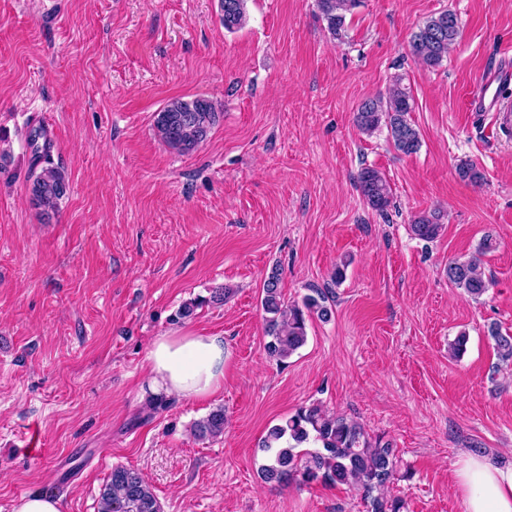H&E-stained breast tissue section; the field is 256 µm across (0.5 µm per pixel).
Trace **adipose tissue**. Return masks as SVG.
Here are the masks:
<instances>
[{
  "mask_svg": "<svg viewBox=\"0 0 512 512\" xmlns=\"http://www.w3.org/2000/svg\"><path fill=\"white\" fill-rule=\"evenodd\" d=\"M224 337L171 334L155 337L146 354L148 390L188 400L212 396L224 385ZM464 512H512V468L465 455L454 474Z\"/></svg>",
  "mask_w": 512,
  "mask_h": 512,
  "instance_id": "adipose-tissue-1",
  "label": "adipose tissue"
}]
</instances>
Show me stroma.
I'll return each instance as SVG.
<instances>
[{"label":"stroma","instance_id":"1","mask_svg":"<svg viewBox=\"0 0 512 512\" xmlns=\"http://www.w3.org/2000/svg\"><path fill=\"white\" fill-rule=\"evenodd\" d=\"M445 9L460 31L431 68L411 36ZM246 11L230 32L219 0H0V512L51 475L63 512H97L118 466L142 474L161 512H367L345 485L260 477L267 428L313 403L391 442L403 512H464L454 471L473 449L512 468V362L487 333L512 334V136L469 107L512 60V0H360L337 36L316 0ZM397 76L414 99L411 155L353 121ZM195 95L222 118L182 155L154 116ZM42 120L68 184L49 219L28 192ZM464 160L481 184L459 179ZM365 167L392 188L386 213L357 188ZM434 209L440 235L415 238L413 218ZM472 257L490 282L476 300L446 276ZM276 264L286 300L334 297L283 365L265 350L260 304ZM222 285L231 297L211 303ZM176 331L223 334L224 385L162 396L146 415V349ZM218 407L223 435L196 438L193 422Z\"/></svg>","mask_w":512,"mask_h":512}]
</instances>
